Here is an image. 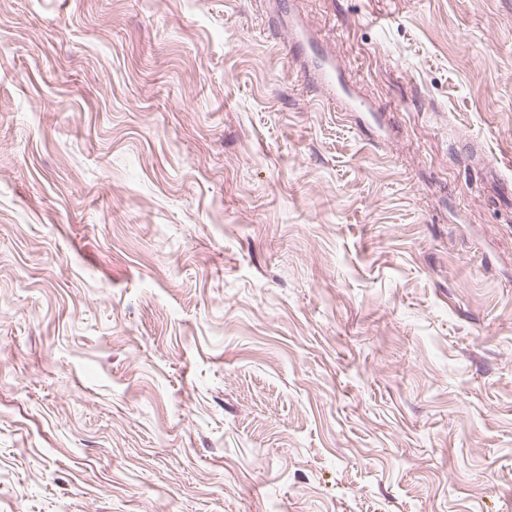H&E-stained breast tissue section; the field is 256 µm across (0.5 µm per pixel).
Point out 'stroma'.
<instances>
[{"mask_svg":"<svg viewBox=\"0 0 512 512\" xmlns=\"http://www.w3.org/2000/svg\"><path fill=\"white\" fill-rule=\"evenodd\" d=\"M0 512H512V0H0ZM320 83L332 99L339 101L346 111L361 110L364 104L361 100L352 97L344 84L339 80L337 68L332 63L323 62L316 65Z\"/></svg>","mask_w":512,"mask_h":512,"instance_id":"35a3bbf8","label":"stroma"}]
</instances>
